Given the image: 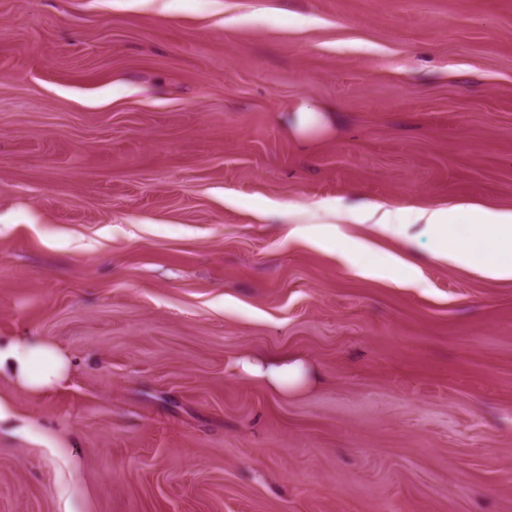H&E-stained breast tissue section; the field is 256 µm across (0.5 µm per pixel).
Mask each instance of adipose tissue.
<instances>
[{
	"label": "adipose tissue",
	"mask_w": 512,
	"mask_h": 512,
	"mask_svg": "<svg viewBox=\"0 0 512 512\" xmlns=\"http://www.w3.org/2000/svg\"><path fill=\"white\" fill-rule=\"evenodd\" d=\"M336 113L323 111L308 101L296 102L288 115L292 133L307 139L338 124ZM456 208H413L407 213L369 204L358 214L361 223L398 238L418 232L425 237L432 258L452 268L473 271L491 280H512V210L480 208L474 224L459 229L454 219ZM487 244L489 251L482 260L472 256L473 241ZM246 377L269 383L288 393L305 387L311 379L310 367L293 356L280 358L249 355L237 363ZM70 362L54 345L35 337L0 344V370H8L16 384L27 391L47 392L68 376Z\"/></svg>",
	"instance_id": "obj_1"
}]
</instances>
